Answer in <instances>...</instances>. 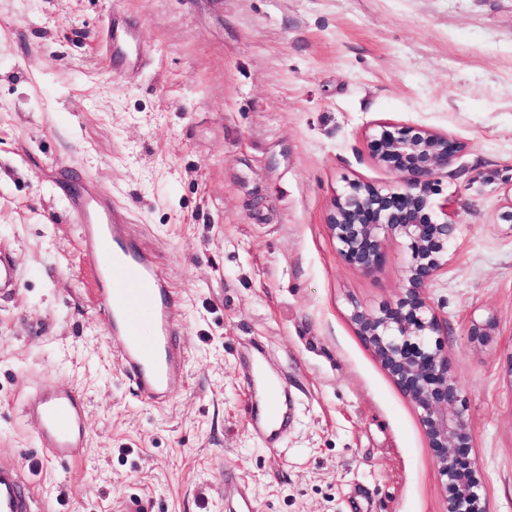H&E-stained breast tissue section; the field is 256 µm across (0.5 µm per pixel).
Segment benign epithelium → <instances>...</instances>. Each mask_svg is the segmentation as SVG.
<instances>
[{"label": "benign epithelium", "mask_w": 512, "mask_h": 512, "mask_svg": "<svg viewBox=\"0 0 512 512\" xmlns=\"http://www.w3.org/2000/svg\"><path fill=\"white\" fill-rule=\"evenodd\" d=\"M462 149V143L439 132L381 125L372 139L373 157L399 176L402 188L383 191L352 182L336 198L328 224L345 262L365 273L383 264L389 241L399 239L406 245L409 260L400 297L374 311L356 307L350 320L419 410L443 478L448 512H483L482 484L470 459L473 437L463 412L462 387L448 368L441 341L444 327L427 297L456 229L452 200L435 199V176ZM494 331L493 318L472 319L467 337L483 344Z\"/></svg>", "instance_id": "1"}]
</instances>
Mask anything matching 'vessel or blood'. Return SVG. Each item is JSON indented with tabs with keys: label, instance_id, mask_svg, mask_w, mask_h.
<instances>
[{
	"label": "vessel or blood",
	"instance_id": "b4317fda",
	"mask_svg": "<svg viewBox=\"0 0 512 512\" xmlns=\"http://www.w3.org/2000/svg\"><path fill=\"white\" fill-rule=\"evenodd\" d=\"M130 25L109 24L101 36L104 58L114 73L145 68L146 51L134 43ZM81 236V260L95 278V296L104 320L105 334L118 345L117 364L134 385L139 397L162 403L172 394L183 371L186 356L177 337L176 297L162 276L153 255L146 252L121 224L110 205L90 192L75 201ZM19 284L12 253L0 250V295ZM153 327L150 340L138 334L141 322ZM259 378L264 399L255 421L262 434L278 432L284 422L279 403L278 382L263 375L260 366L249 369ZM26 411L38 425V443L60 463L79 458L87 442L86 409L81 393L74 388L44 386L25 402ZM22 462H0V512H41L24 474Z\"/></svg>",
	"mask_w": 512,
	"mask_h": 512
}]
</instances>
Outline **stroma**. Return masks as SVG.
<instances>
[{
  "label": "stroma",
  "mask_w": 512,
  "mask_h": 512,
  "mask_svg": "<svg viewBox=\"0 0 512 512\" xmlns=\"http://www.w3.org/2000/svg\"><path fill=\"white\" fill-rule=\"evenodd\" d=\"M150 65L113 75V11ZM445 133L436 175L456 238L428 296L465 396L484 512H512V0H0V459L22 457L43 512H446L419 411L357 336L353 307L403 288L389 242L350 267L328 226L353 180L399 178L378 124ZM495 175L480 185L482 175ZM101 192L177 294L183 380L150 405L116 365L80 262L72 203ZM494 318L470 343V319ZM288 397V431L253 432L246 365ZM80 390L87 445L61 464L22 406ZM237 482L225 484V468ZM19 278L16 261L12 253L0 250V295L9 294L18 288Z\"/></svg>",
  "instance_id": "1"
}]
</instances>
